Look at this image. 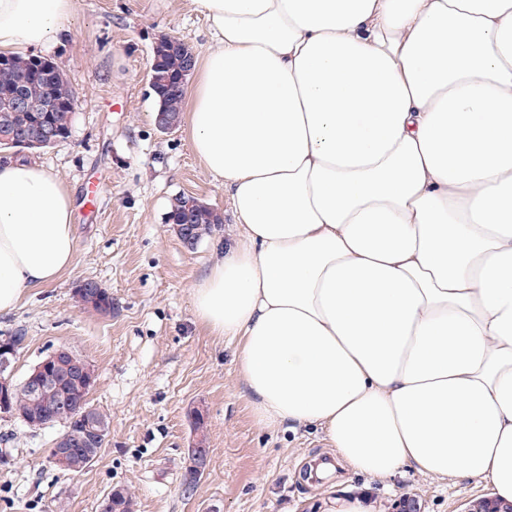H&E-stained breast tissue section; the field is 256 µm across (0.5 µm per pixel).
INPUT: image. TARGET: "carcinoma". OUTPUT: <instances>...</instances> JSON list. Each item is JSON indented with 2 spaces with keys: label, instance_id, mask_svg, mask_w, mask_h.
<instances>
[{
  "label": "carcinoma",
  "instance_id": "1",
  "mask_svg": "<svg viewBox=\"0 0 512 512\" xmlns=\"http://www.w3.org/2000/svg\"><path fill=\"white\" fill-rule=\"evenodd\" d=\"M8 67L0 71V128H12L21 135H28L47 127L54 132L55 141L40 140L35 147L43 148L67 140L71 136L72 115L75 100L64 73L50 59L35 56H7ZM162 72L169 82L156 86L153 91L157 111L164 112L175 121H180L183 110L185 86L174 80L187 66L185 51L172 48L161 52ZM24 98L38 108L36 112H12L14 100ZM221 223L217 213L202 201H196L190 218V232L194 242H199ZM10 416L33 426L59 425L61 433L80 449L84 440L81 416L92 408L89 399L75 391L71 398L61 394L72 389V382L59 379L60 396L49 401L33 396L24 382L10 381Z\"/></svg>",
  "mask_w": 512,
  "mask_h": 512
}]
</instances>
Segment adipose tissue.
<instances>
[{
  "label": "adipose tissue",
  "mask_w": 512,
  "mask_h": 512,
  "mask_svg": "<svg viewBox=\"0 0 512 512\" xmlns=\"http://www.w3.org/2000/svg\"><path fill=\"white\" fill-rule=\"evenodd\" d=\"M197 156L237 219L192 290L257 423L350 471L512 504V0H191ZM75 0H0V50ZM69 186L0 162V313L77 256Z\"/></svg>",
  "instance_id": "ef3b65f1"
}]
</instances>
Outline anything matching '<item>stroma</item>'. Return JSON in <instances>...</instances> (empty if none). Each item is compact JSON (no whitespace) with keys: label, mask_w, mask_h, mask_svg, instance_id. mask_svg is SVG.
I'll return each instance as SVG.
<instances>
[{"label":"stroma","mask_w":512,"mask_h":512,"mask_svg":"<svg viewBox=\"0 0 512 512\" xmlns=\"http://www.w3.org/2000/svg\"><path fill=\"white\" fill-rule=\"evenodd\" d=\"M165 37L184 42L197 60L209 52V24L189 0H76L69 39L41 52L77 100L70 138L34 154L73 193L77 258L0 314V337L27 332L14 364L18 380L56 347L85 357L97 372L89 400L109 416L112 433L90 466L64 474L49 463L59 427L33 432L0 417V512H99L117 484L133 492L138 512H321L330 491L329 481L307 480L310 461L332 453L323 433L259 426L232 345L195 318L192 288L235 217L187 125L163 132L155 124L147 73ZM183 193L222 221L192 249L168 222L171 199ZM87 279L111 294L110 314L78 303L74 290ZM196 409L210 455L187 492ZM351 483L389 506L410 494L421 512H465L493 493L486 483L412 471L384 480L355 475Z\"/></svg>","instance_id":"35a3bbf8"}]
</instances>
